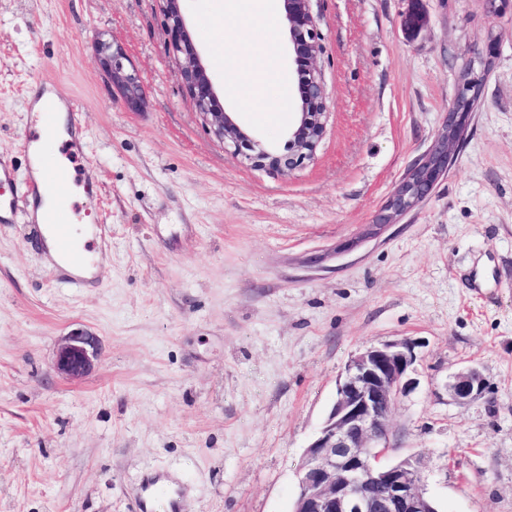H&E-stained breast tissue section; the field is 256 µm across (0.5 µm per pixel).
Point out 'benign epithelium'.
<instances>
[{"label": "benign epithelium", "instance_id": "1", "mask_svg": "<svg viewBox=\"0 0 512 512\" xmlns=\"http://www.w3.org/2000/svg\"><path fill=\"white\" fill-rule=\"evenodd\" d=\"M161 2L169 47L182 58V86L209 131L234 153L245 154L256 167L284 172L313 159L324 134L327 96L317 64L322 43L310 10L311 0H278L297 76L295 119L282 149L253 139L225 111L186 27L183 0ZM427 22L420 0H411V8L402 20L404 32L414 36ZM98 54L112 85L130 107H138L143 99L142 86L138 77L126 69L122 48L101 39ZM482 83L473 68L460 77L456 90L460 108H448L441 130L395 187L374 227L393 224L417 208L448 175L463 144ZM416 347L418 343L413 340H397L366 347L350 359L329 416L301 459L294 512H434L418 465L409 459L381 463L392 435L390 414L399 399L417 386L411 377L416 372ZM98 357L93 339L77 331L58 347L53 367L77 379L93 368ZM485 390L484 378L473 367L453 375L447 383L449 395L457 401L474 399Z\"/></svg>", "mask_w": 512, "mask_h": 512}]
</instances>
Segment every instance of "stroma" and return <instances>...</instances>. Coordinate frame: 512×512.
Here are the masks:
<instances>
[{
	"label": "stroma",
	"mask_w": 512,
	"mask_h": 512,
	"mask_svg": "<svg viewBox=\"0 0 512 512\" xmlns=\"http://www.w3.org/2000/svg\"><path fill=\"white\" fill-rule=\"evenodd\" d=\"M220 0L183 15L219 97L257 138L282 141L292 79L277 56L264 95L229 91L208 40L252 43ZM311 0L328 96L312 160L282 172L225 149L181 86L159 0H0V159L29 180V91L75 99L98 182L74 217L106 230L93 286L58 282L18 199L0 223V512H140L141 486L170 476L181 512H292L299 465L347 362L416 340L418 387L394 407L386 456L420 463L439 512H512V0ZM119 45L143 87L129 109L97 51ZM496 43L447 177L419 207L366 237L448 113L462 60ZM253 44V43H252ZM355 247L341 251L345 242ZM318 264H311L312 256ZM100 358L70 379L53 367L72 332ZM476 367L484 395L451 376ZM410 1L412 2L411 8L403 17L402 27L408 36H415L427 24L428 16L420 4L421 0ZM446 386L449 395L457 401L474 399L481 396L486 390L484 378L473 367L453 375Z\"/></svg>",
	"instance_id": "35a3bbf8"
}]
</instances>
